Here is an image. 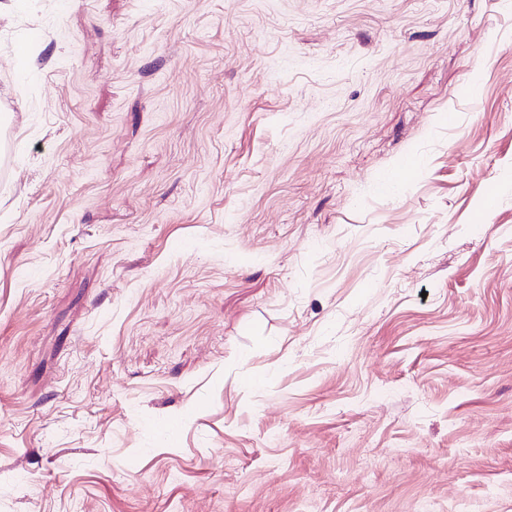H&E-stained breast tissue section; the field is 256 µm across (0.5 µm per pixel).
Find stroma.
<instances>
[{"instance_id":"1","label":"stroma","mask_w":512,"mask_h":512,"mask_svg":"<svg viewBox=\"0 0 512 512\" xmlns=\"http://www.w3.org/2000/svg\"><path fill=\"white\" fill-rule=\"evenodd\" d=\"M0 512H512V0L0 12Z\"/></svg>"}]
</instances>
